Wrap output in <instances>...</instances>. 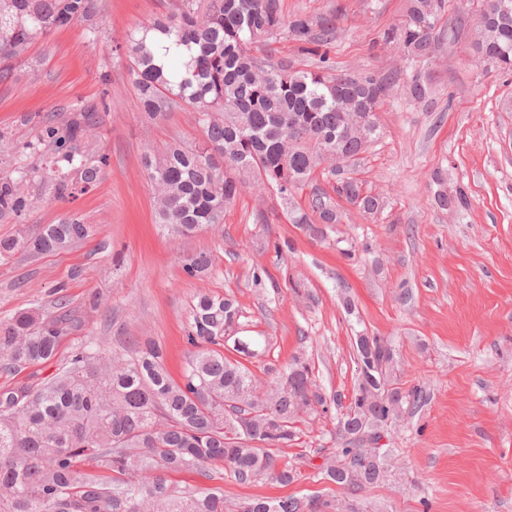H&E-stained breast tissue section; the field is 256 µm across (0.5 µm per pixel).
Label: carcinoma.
Returning a JSON list of instances; mask_svg holds the SVG:
<instances>
[{"label": "carcinoma", "mask_w": 512, "mask_h": 512, "mask_svg": "<svg viewBox=\"0 0 512 512\" xmlns=\"http://www.w3.org/2000/svg\"><path fill=\"white\" fill-rule=\"evenodd\" d=\"M447 0H409L405 17L379 32L377 41L405 55L432 52L437 22ZM101 0H0V82L10 80L31 43L75 23L92 21ZM485 24L475 29L472 58L512 72V13L501 0H479ZM157 35L154 41L147 34ZM286 34L298 50L318 57L314 71H294L284 62L261 58L252 45ZM336 37L335 18L284 16L280 0H169L166 12L129 32L123 48L135 96L150 117L177 109L194 112L199 142H174L146 154L143 165L155 202L157 223L175 237L205 228L223 231L224 210L241 192L272 189L295 224H338L340 201L362 213L381 208L362 184L341 179L329 193L315 189L303 210L295 195L316 170L336 157L352 159L376 138L381 104L376 85H396L390 74H359L339 85L323 48ZM415 100L431 103L430 87L416 77L407 88ZM106 98L76 105L62 122L48 121L45 136L56 157L40 168L51 196L72 202L94 189L110 167L105 152H87L100 127ZM371 113L369 128L350 120ZM39 147L12 144L0 133V162L13 174L0 177V216L23 218L34 205L27 190L33 168L24 159ZM250 172L251 183L240 177ZM93 226L76 214L33 233L0 239V258L17 248L45 254L89 239ZM212 255L187 258L183 271L201 278ZM239 323L235 303L200 293L189 309L186 357L180 379L169 373L162 349L147 341L127 358L110 350L79 347L48 382L0 391L12 407L0 409V512H297L296 497H255L233 504L219 487L198 491L168 483L165 475L194 470L212 479L208 466L224 464L235 481L294 479L278 466L274 449L298 435L300 413L324 405L312 387L307 364L278 373L264 390L237 359L224 353L227 332ZM79 319L59 297L55 311L38 306L0 324V368L18 371L53 359ZM357 383L350 411L339 421L341 447L321 465L325 478L349 499L345 512H362L358 495L384 476L382 440L400 405H421L422 389L402 391L386 378L391 343L380 336L356 341Z\"/></svg>", "instance_id": "carcinoma-1"}]
</instances>
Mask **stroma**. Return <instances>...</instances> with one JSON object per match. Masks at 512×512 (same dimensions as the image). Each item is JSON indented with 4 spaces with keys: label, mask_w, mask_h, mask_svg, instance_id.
<instances>
[{
    "label": "stroma",
    "mask_w": 512,
    "mask_h": 512,
    "mask_svg": "<svg viewBox=\"0 0 512 512\" xmlns=\"http://www.w3.org/2000/svg\"><path fill=\"white\" fill-rule=\"evenodd\" d=\"M166 0H102L101 39L88 43L82 24L38 38L13 78L0 83V133L39 143L31 164L54 154L41 117L63 119L77 102H118L103 113L95 149L111 165L100 184L59 202L31 179L39 202L25 217H0V238L20 227L54 224L75 212L95 228L86 242L47 254L20 249L0 259V322L66 296L81 327L47 363L0 370V390L51 378L81 345L133 354L152 340L178 373L189 349L185 327L197 293L234 301L265 351L245 359L259 382L294 360L309 363L326 402L303 414L294 445L277 450L292 469L287 484H241L212 465L209 477L170 475L179 487H210L224 497L282 498L313 493L344 501L322 479L334 454L336 426L352 401L358 336H381L394 349L393 382L422 387L425 401L403 407L390 430L387 474L364 490L365 512H512V73L470 60V36L458 28L461 0H448L442 38L424 60L375 45L400 22L407 0H282L284 15H338L328 55L336 73L395 72L400 84L431 79L432 104L397 92L378 112L379 138L347 171L380 196L371 215L348 210L323 236L291 224L273 192L244 193L224 213V232L172 239L155 223L142 157L179 139L200 140L191 112L152 119L135 97L126 60L114 43L159 15ZM463 192L465 206H439L438 190ZM265 210L268 223L256 221ZM207 251L213 268L193 279L184 260ZM99 295L90 309V295Z\"/></svg>",
    "instance_id": "obj_1"
}]
</instances>
